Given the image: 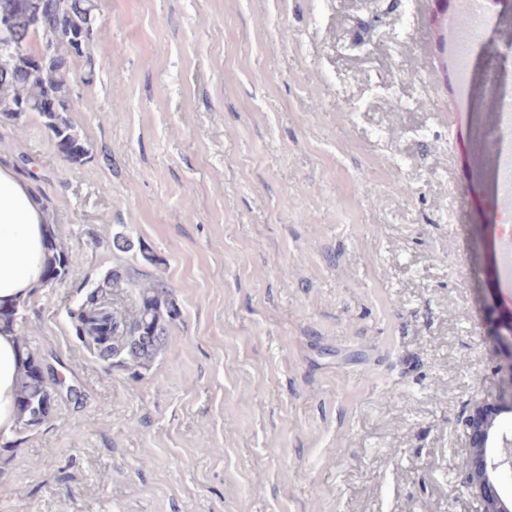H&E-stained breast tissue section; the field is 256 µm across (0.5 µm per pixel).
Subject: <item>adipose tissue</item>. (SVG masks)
<instances>
[{"mask_svg":"<svg viewBox=\"0 0 512 512\" xmlns=\"http://www.w3.org/2000/svg\"><path fill=\"white\" fill-rule=\"evenodd\" d=\"M51 232L30 183L0 168V308L9 310L42 288ZM26 360L17 337L0 331V437L15 434L17 382Z\"/></svg>","mask_w":512,"mask_h":512,"instance_id":"obj_1","label":"adipose tissue"}]
</instances>
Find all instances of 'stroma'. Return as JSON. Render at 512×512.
Instances as JSON below:
<instances>
[{
    "label": "stroma",
    "instance_id": "stroma-1",
    "mask_svg": "<svg viewBox=\"0 0 512 512\" xmlns=\"http://www.w3.org/2000/svg\"><path fill=\"white\" fill-rule=\"evenodd\" d=\"M95 3L90 158L0 115V166L81 257L16 325L62 386L0 444V512H481L498 449L469 419L512 422V301L474 177L488 117L444 47L461 0ZM115 266L180 310L138 375L70 318Z\"/></svg>",
    "mask_w": 512,
    "mask_h": 512
}]
</instances>
